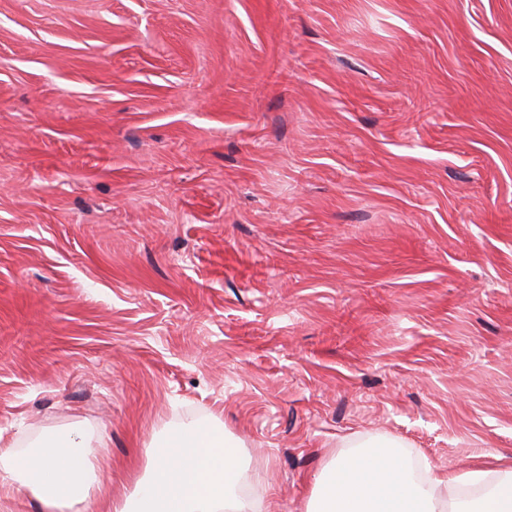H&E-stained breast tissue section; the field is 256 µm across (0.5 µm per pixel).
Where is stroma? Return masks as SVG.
<instances>
[{"mask_svg":"<svg viewBox=\"0 0 512 512\" xmlns=\"http://www.w3.org/2000/svg\"><path fill=\"white\" fill-rule=\"evenodd\" d=\"M205 422L261 512L512 463V0H0V449Z\"/></svg>","mask_w":512,"mask_h":512,"instance_id":"1","label":"stroma"}]
</instances>
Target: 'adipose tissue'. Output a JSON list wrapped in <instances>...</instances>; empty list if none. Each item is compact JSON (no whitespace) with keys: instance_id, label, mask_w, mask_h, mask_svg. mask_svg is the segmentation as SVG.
<instances>
[{"instance_id":"ef3b65f1","label":"adipose tissue","mask_w":512,"mask_h":512,"mask_svg":"<svg viewBox=\"0 0 512 512\" xmlns=\"http://www.w3.org/2000/svg\"><path fill=\"white\" fill-rule=\"evenodd\" d=\"M94 437L80 429L51 434L24 452H0V489H25L45 512H70L87 503L98 479ZM151 474L139 480L115 512H257L242 497V460L223 428L170 431L150 451ZM462 486L480 496L456 497ZM307 512H512V467L475 469L448 479L416 481L397 442L367 441L338 453L317 480Z\"/></svg>"}]
</instances>
